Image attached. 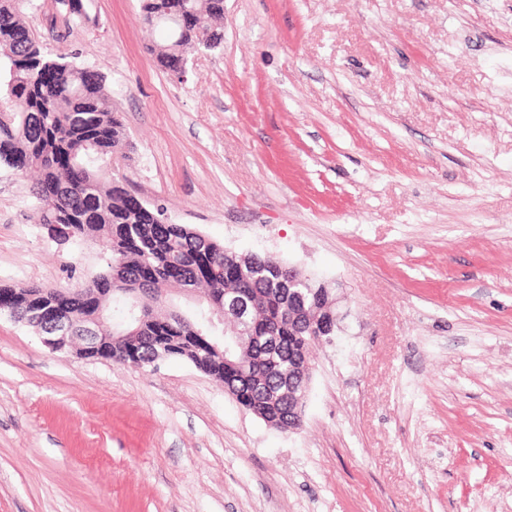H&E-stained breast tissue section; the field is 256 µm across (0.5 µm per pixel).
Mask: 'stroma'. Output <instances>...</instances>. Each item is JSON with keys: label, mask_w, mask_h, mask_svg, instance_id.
I'll use <instances>...</instances> for the list:
<instances>
[{"label": "stroma", "mask_w": 512, "mask_h": 512, "mask_svg": "<svg viewBox=\"0 0 512 512\" xmlns=\"http://www.w3.org/2000/svg\"><path fill=\"white\" fill-rule=\"evenodd\" d=\"M25 0L45 53L105 78L133 195L327 281L301 429L181 361L51 351L0 318V512H512V0H224L184 79L141 0ZM0 166V282L80 289Z\"/></svg>", "instance_id": "1"}]
</instances>
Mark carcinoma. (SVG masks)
<instances>
[{"mask_svg": "<svg viewBox=\"0 0 512 512\" xmlns=\"http://www.w3.org/2000/svg\"><path fill=\"white\" fill-rule=\"evenodd\" d=\"M23 2L0 0V165L18 167L32 178L39 223L47 228L71 224L76 239H100L109 260L80 295L0 284V293L13 295L16 320L38 327L31 313L46 294L60 307L78 308L92 318L119 295L117 289L139 282L148 290L150 312L134 339L103 345L100 358L119 365L139 360L144 367L160 360L186 361L223 384L245 409L267 408L254 403L242 371L224 363V337L214 338L207 315L174 305L170 291L198 295L206 305L224 300L227 289L254 301L257 317L247 325L233 359L248 362L252 375L267 376L274 384L275 370L288 372V353L306 354L316 344L283 322L273 350H267L268 328L284 311L279 273L269 267L241 271L229 260L232 251L167 220L163 208L130 206L126 189L98 166L99 159L127 147L102 77L72 54L46 56L22 17ZM173 6L175 0H143L144 21H156L166 31L164 41L146 47L156 63L171 65L196 46L221 44L224 0H183L197 22L189 33L179 27ZM267 409L288 425V399Z\"/></svg>", "mask_w": 512, "mask_h": 512, "instance_id": "obj_1", "label": "carcinoma"}]
</instances>
